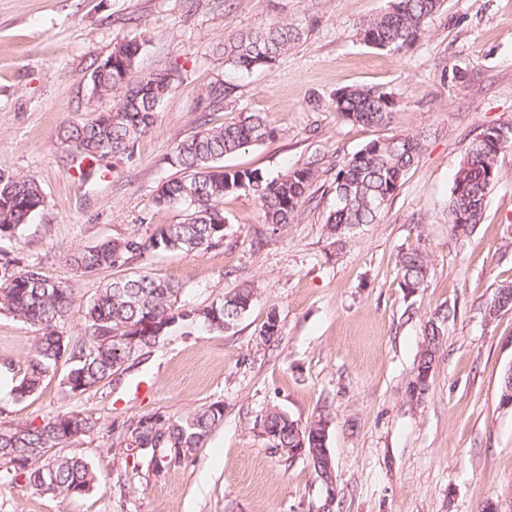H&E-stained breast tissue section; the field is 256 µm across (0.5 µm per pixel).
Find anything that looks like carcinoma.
<instances>
[{"instance_id":"cac0c4a2","label":"carcinoma","mask_w":512,"mask_h":512,"mask_svg":"<svg viewBox=\"0 0 512 512\" xmlns=\"http://www.w3.org/2000/svg\"><path fill=\"white\" fill-rule=\"evenodd\" d=\"M444 0H387L385 8L364 21L357 30L366 46L399 55L415 44L443 6ZM309 25L286 19L262 21L242 32L224 35L222 58L224 79L205 89L208 110L224 108V100L236 90L230 78L250 74L273 65L297 46ZM142 51L138 42H123L97 62L91 88L118 96L110 111H98L85 123L70 125L62 133L78 157L93 163L117 157L134 147L149 133L155 114L170 92V74L136 75ZM397 107L395 97L375 87H344L336 92L335 111L345 120L369 126L389 123ZM276 130L260 113H248L236 122L208 127L182 140L175 147L180 175L158 185L154 196L159 207L186 204L189 211L178 224H164L149 235L133 232L94 246L77 249L71 264L83 274L125 267L149 254L205 251L224 240V197L239 192L257 197L264 223L277 232L294 222L311 201V187L318 177L313 166L289 170L266 178L256 170H228L224 156L246 146L274 138ZM512 148V124L494 125L474 138L453 179L448 197V224L454 234L467 236L482 223L486 197L499 181L498 157ZM422 141L413 135H392L368 142L356 153L336 164L333 200L326 217L331 237L342 243L364 224H374L417 162ZM42 189L35 178L0 171V240L16 238L30 216L43 206ZM429 255L421 250L402 253L397 260L399 287L413 294L425 287L430 275ZM182 289L168 279L149 272L118 277L104 284L89 302H77L74 289L48 279L37 263L20 265V259L0 253V313L10 314L40 332L23 377L14 385V398H25L40 387L44 377L55 372L60 360L69 364L64 377L73 393H84L103 381L121 375L160 340L149 330L151 323L170 329L178 323H200L210 331L228 332L249 309L253 292L240 288L201 308L178 303ZM512 304V285L497 289L485 309L492 319L501 307ZM79 314L84 335L65 336V323ZM448 313H434L424 326L427 344L418 360L414 381L418 395L429 388L420 379L421 370L431 369L443 335ZM219 403L204 406L187 416L164 413L122 422L118 439L125 449L136 448L155 473L189 461L212 430L223 421ZM330 417L320 413L306 424L275 408L260 421L261 434L272 449L292 462V450L306 445L304 458L318 477L335 473L331 455L321 438ZM98 418L69 411L24 426H0V485L24 484L36 492L64 499L88 492L98 482L89 464L75 454L46 456L60 447L94 432Z\"/></svg>"}]
</instances>
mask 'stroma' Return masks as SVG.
Here are the masks:
<instances>
[{
    "label": "stroma",
    "instance_id": "35a3bbf8",
    "mask_svg": "<svg viewBox=\"0 0 512 512\" xmlns=\"http://www.w3.org/2000/svg\"><path fill=\"white\" fill-rule=\"evenodd\" d=\"M385 0H0V169L40 183L44 204L0 251L40 262L51 280L74 288L78 303L115 278L83 274L73 250L160 224L180 208L154 204L157 186L177 176L174 149L201 125L263 113L274 139L224 159L232 170L273 178L319 162L314 201L297 222L271 232L254 196H225L220 247L164 253L131 264L181 288L202 307L251 288L236 327L198 325L168 334L120 375L85 393L64 384L59 363L31 396L0 395V424H37L68 411L93 413L96 432L69 452L100 478L85 495L62 499L0 487V512H317L325 490L305 459L287 463L260 434L278 407L299 422L332 418L327 446L335 464L334 512H512V406L500 380L512 368V310L487 319L495 290L512 281V150L500 154V180L482 224L451 232L448 197L469 143L512 122V0H446L422 39L401 55L365 46L361 21ZM309 22L310 32L272 67L239 82L222 110L207 111L206 86L224 75L225 33L274 18ZM141 43V74L177 80L155 125L131 152L83 179L61 130L112 107L90 98L95 60L115 44ZM459 71L443 81L442 71ZM346 86L381 87L399 103L385 126L352 124L336 113ZM395 134L424 149L378 223L336 245L325 220L336 163L366 143ZM425 250L431 273L409 296L396 255ZM447 309L443 344L421 400L409 386L425 345L424 325ZM278 340L262 343L269 313ZM29 324L0 314V366L20 378L37 338ZM218 402L224 419L187 463L161 474L136 466L116 442L113 422L162 412L185 416Z\"/></svg>",
    "mask_w": 512,
    "mask_h": 512
}]
</instances>
